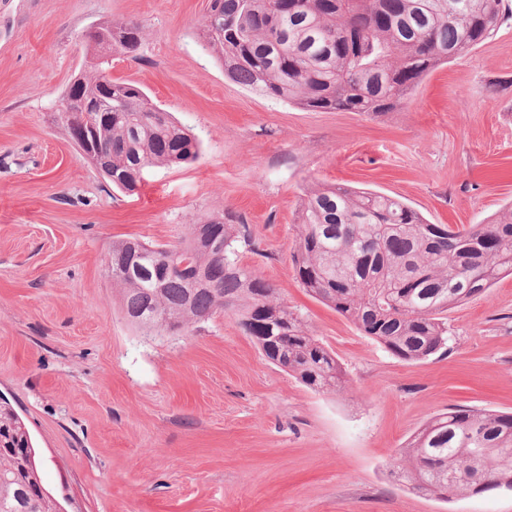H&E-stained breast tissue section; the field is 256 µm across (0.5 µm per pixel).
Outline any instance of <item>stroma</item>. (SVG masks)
<instances>
[{
  "label": "stroma",
  "mask_w": 512,
  "mask_h": 512,
  "mask_svg": "<svg viewBox=\"0 0 512 512\" xmlns=\"http://www.w3.org/2000/svg\"><path fill=\"white\" fill-rule=\"evenodd\" d=\"M498 32L439 66L404 108L316 112L225 77L198 43L209 0H0V399L26 424L64 512H512V489L439 499L392 475L399 448L453 408L512 412V277L448 313L446 353L405 362L297 282L305 190L396 196L434 224L512 204V0ZM138 23L139 84L201 144L130 193L81 156L54 112L83 33ZM233 212L241 263L333 352L316 392L269 362L230 312L144 335L107 275L113 241L174 243L187 216Z\"/></svg>",
  "instance_id": "stroma-1"
}]
</instances>
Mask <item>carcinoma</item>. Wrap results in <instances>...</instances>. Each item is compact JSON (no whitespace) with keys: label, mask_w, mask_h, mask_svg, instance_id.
<instances>
[{"label":"carcinoma","mask_w":512,"mask_h":512,"mask_svg":"<svg viewBox=\"0 0 512 512\" xmlns=\"http://www.w3.org/2000/svg\"><path fill=\"white\" fill-rule=\"evenodd\" d=\"M210 0L202 49L249 89L313 111L376 115L403 107L425 76L489 39L503 0ZM133 22L106 20L84 35L86 69L57 121L111 182L134 191L161 167L191 163L199 141L129 81H111L114 56L134 54ZM217 236L224 258L211 249ZM249 228L236 215L191 219L173 245L112 243V282L126 317L146 335L177 333L218 312L274 364L316 392L343 389L335 356L274 288L239 263ZM292 268L306 293L392 356L424 361L448 346V311L512 276V207L469 229L428 222L394 196L344 184L308 188L296 215ZM12 441L0 448V512H61L41 481L32 437L0 403ZM395 477L418 493L512 489V414L450 409L398 450Z\"/></svg>","instance_id":"cac0c4a2"}]
</instances>
